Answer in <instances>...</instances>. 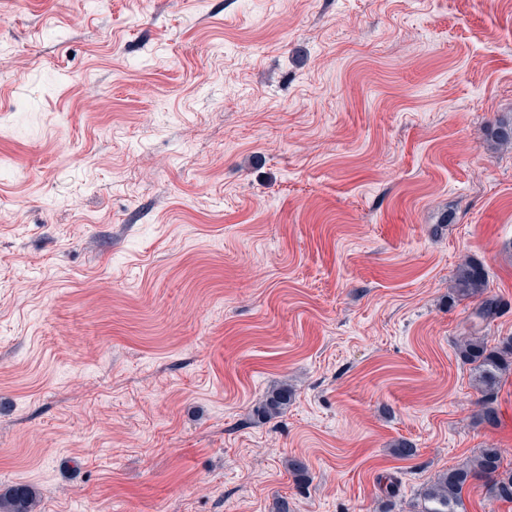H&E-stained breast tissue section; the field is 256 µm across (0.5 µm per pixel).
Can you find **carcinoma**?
Returning a JSON list of instances; mask_svg holds the SVG:
<instances>
[{"label":"carcinoma","instance_id":"1","mask_svg":"<svg viewBox=\"0 0 512 512\" xmlns=\"http://www.w3.org/2000/svg\"><path fill=\"white\" fill-rule=\"evenodd\" d=\"M485 288L486 279L480 265L466 263L457 269L454 289L458 296H481ZM458 351L464 360L474 365L475 380L482 395V418L492 423L496 419L493 407L496 389L503 375L512 371V337L490 347L486 337L469 333L460 337ZM292 397L288 384H280L257 408V416L263 420L280 416ZM483 477L490 481L489 498L512 502V471L501 470L497 449L483 448L471 464L442 472L422 488L421 498L425 503L422 512H460L464 489L470 481ZM36 505L35 493L27 485H18L7 494H0V512H35Z\"/></svg>","mask_w":512,"mask_h":512}]
</instances>
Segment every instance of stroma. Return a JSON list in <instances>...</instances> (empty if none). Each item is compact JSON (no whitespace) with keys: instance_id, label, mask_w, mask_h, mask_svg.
Returning a JSON list of instances; mask_svg holds the SVG:
<instances>
[{"instance_id":"stroma-1","label":"stroma","mask_w":512,"mask_h":512,"mask_svg":"<svg viewBox=\"0 0 512 512\" xmlns=\"http://www.w3.org/2000/svg\"><path fill=\"white\" fill-rule=\"evenodd\" d=\"M511 123L512 0H0V493L421 512L512 469V373L486 423L457 352L512 336ZM487 288L485 275L478 264L466 263L457 269L454 289L458 296L473 298L482 296ZM293 391L288 384L282 383L273 388L263 404H261L256 412L257 416L263 420H271L279 417L283 410L288 407V403L292 400ZM501 460L496 448L481 449L470 465L440 473L421 490L425 507L421 512H460L464 489L471 480L488 478L489 498L512 502V471H500Z\"/></svg>"}]
</instances>
